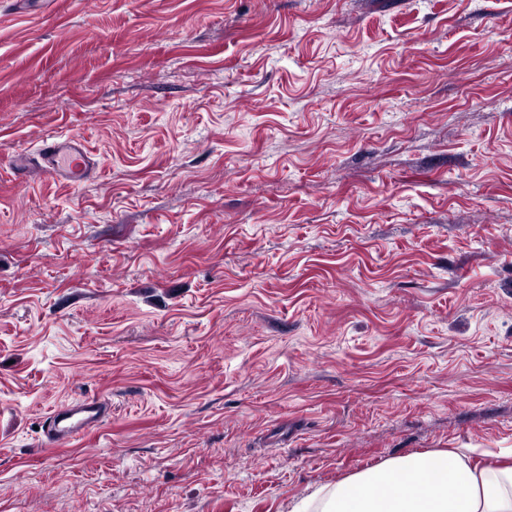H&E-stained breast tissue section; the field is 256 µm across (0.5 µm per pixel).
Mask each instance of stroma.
<instances>
[{
  "label": "stroma",
  "mask_w": 512,
  "mask_h": 512,
  "mask_svg": "<svg viewBox=\"0 0 512 512\" xmlns=\"http://www.w3.org/2000/svg\"><path fill=\"white\" fill-rule=\"evenodd\" d=\"M61 133L92 178L12 166ZM447 448L512 450V0H0V512ZM107 407L100 400H85L79 405H64L51 410L45 432V447L65 446L79 433L85 434L103 422Z\"/></svg>",
  "instance_id": "obj_1"
}]
</instances>
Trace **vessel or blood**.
Returning <instances> with one entry per match:
<instances>
[{
	"mask_svg": "<svg viewBox=\"0 0 512 512\" xmlns=\"http://www.w3.org/2000/svg\"><path fill=\"white\" fill-rule=\"evenodd\" d=\"M14 166L21 170L32 168L40 174L76 185L97 171L98 162L84 140L59 135L44 139L37 156L22 155ZM106 410L105 403L99 399L51 410L47 417L45 446H64L78 434L95 428L103 422Z\"/></svg>",
	"mask_w": 512,
	"mask_h": 512,
	"instance_id": "vessel-or-blood-1",
	"label": "vessel or blood"
}]
</instances>
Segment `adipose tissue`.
<instances>
[{
    "label": "adipose tissue",
    "mask_w": 512,
    "mask_h": 512,
    "mask_svg": "<svg viewBox=\"0 0 512 512\" xmlns=\"http://www.w3.org/2000/svg\"><path fill=\"white\" fill-rule=\"evenodd\" d=\"M291 512H512V461L459 448L392 458L316 488Z\"/></svg>",
    "instance_id": "ef3b65f1"
}]
</instances>
